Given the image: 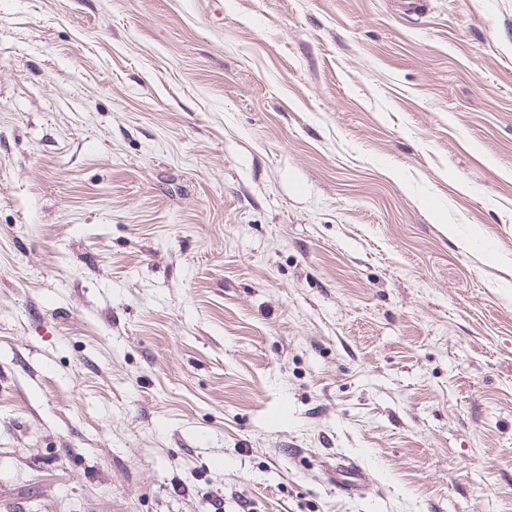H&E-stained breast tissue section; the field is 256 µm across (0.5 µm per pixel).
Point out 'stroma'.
Returning <instances> with one entry per match:
<instances>
[{"instance_id": "stroma-1", "label": "stroma", "mask_w": 512, "mask_h": 512, "mask_svg": "<svg viewBox=\"0 0 512 512\" xmlns=\"http://www.w3.org/2000/svg\"><path fill=\"white\" fill-rule=\"evenodd\" d=\"M0 512H512V0H0ZM329 473L339 488L348 495L359 492L365 481V475L358 465L349 460L337 462L336 468L330 469Z\"/></svg>"}]
</instances>
